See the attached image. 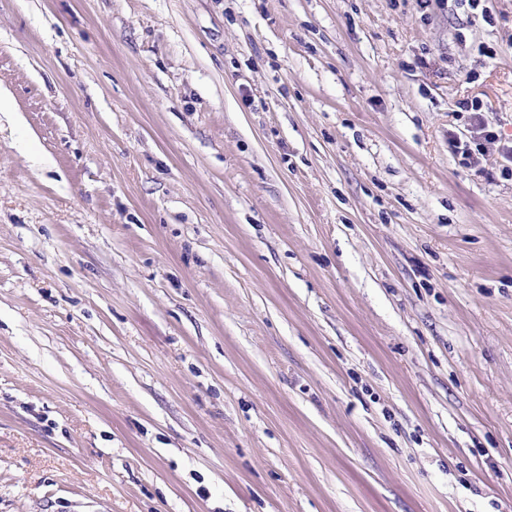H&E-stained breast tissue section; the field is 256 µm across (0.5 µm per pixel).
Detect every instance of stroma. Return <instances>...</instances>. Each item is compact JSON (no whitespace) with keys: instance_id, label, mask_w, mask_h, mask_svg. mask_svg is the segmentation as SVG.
<instances>
[{"instance_id":"1","label":"stroma","mask_w":512,"mask_h":512,"mask_svg":"<svg viewBox=\"0 0 512 512\" xmlns=\"http://www.w3.org/2000/svg\"><path fill=\"white\" fill-rule=\"evenodd\" d=\"M487 7L0 0V512H512ZM459 108L464 110V112H470V123L475 129L474 135L470 139L457 142L461 154L466 158H470L481 153L482 141L492 140L498 134L484 120L481 112H486L487 107L483 100L476 98L471 101L465 100L460 102Z\"/></svg>"}]
</instances>
